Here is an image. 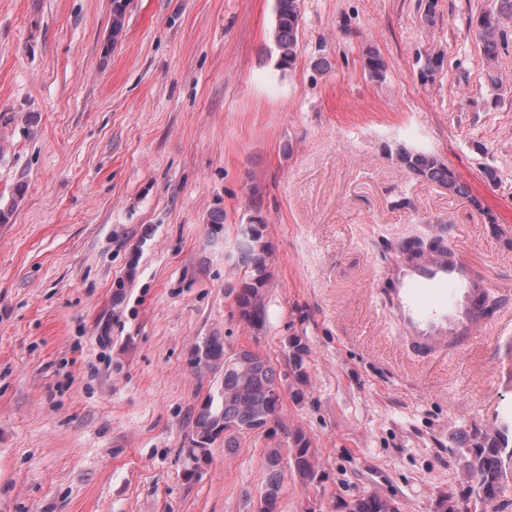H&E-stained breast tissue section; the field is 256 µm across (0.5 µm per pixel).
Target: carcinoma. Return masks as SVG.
<instances>
[{
    "mask_svg": "<svg viewBox=\"0 0 512 512\" xmlns=\"http://www.w3.org/2000/svg\"><path fill=\"white\" fill-rule=\"evenodd\" d=\"M276 24L273 42L281 67L291 66L296 60L301 19L300 0H275ZM481 27L476 34L483 48L488 82L500 89L498 76L493 71V61L508 37L512 26V0H496L494 8L478 16ZM445 53L435 47L428 48L418 58L417 77L422 83H432L444 70ZM365 72L372 80L384 77L386 63L379 53L366 50L363 58ZM399 166L408 173L435 182L448 193L464 196L466 188L456 172L440 158L427 151L400 145L395 151ZM266 224L259 215L250 217L241 225L237 240L238 267L242 277L232 286L241 319L250 326L262 327L266 319L263 290L269 282L268 260L270 245L265 240ZM443 250L438 239L426 242L417 239L403 252L415 259L425 254ZM286 362L289 374L298 385L308 382L306 357L309 348L299 336H290L286 344ZM236 362L225 360L224 341L209 336L196 343L191 351L190 364L196 374L223 368L220 385L210 393L200 406L195 421V440L202 449H188V455L209 457L211 445L224 438V447L235 448L238 437L252 432H264L269 422L279 420L282 404L272 397L276 385V371L269 357L258 350L240 349L233 352ZM291 445L288 448L289 468L294 477L305 487L313 485L319 477L318 462L309 438L300 429L288 431ZM464 471L463 486L458 503L473 506L472 512H485L487 506L505 501L512 494V424L505 421L492 429H475L464 447L459 449ZM282 452L276 446L264 454L266 469L265 490L278 503L285 475ZM390 501L371 493L350 505H343L348 512H388Z\"/></svg>",
    "mask_w": 512,
    "mask_h": 512,
    "instance_id": "1",
    "label": "carcinoma"
}]
</instances>
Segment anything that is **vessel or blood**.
<instances>
[{
  "mask_svg": "<svg viewBox=\"0 0 512 512\" xmlns=\"http://www.w3.org/2000/svg\"><path fill=\"white\" fill-rule=\"evenodd\" d=\"M392 272L394 317L413 347L437 352L480 330L482 317L474 298L492 284L472 276L461 249L452 247L415 262L400 261Z\"/></svg>",
  "mask_w": 512,
  "mask_h": 512,
  "instance_id": "vessel-or-blood-1",
  "label": "vessel or blood"
}]
</instances>
